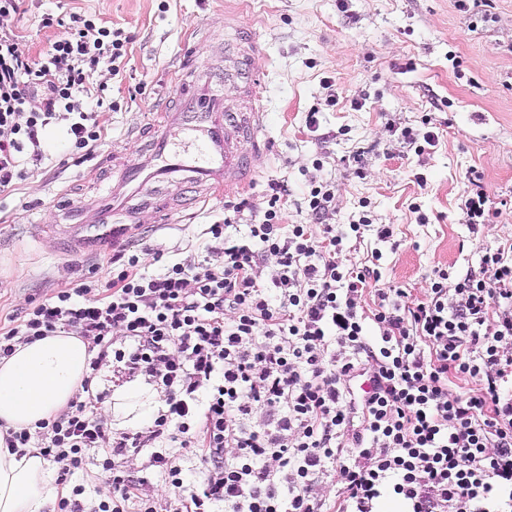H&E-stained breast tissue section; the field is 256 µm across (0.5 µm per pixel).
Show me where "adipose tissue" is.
<instances>
[{
    "instance_id": "obj_1",
    "label": "adipose tissue",
    "mask_w": 512,
    "mask_h": 512,
    "mask_svg": "<svg viewBox=\"0 0 512 512\" xmlns=\"http://www.w3.org/2000/svg\"><path fill=\"white\" fill-rule=\"evenodd\" d=\"M89 357L87 342L72 332L15 344L0 359V424L31 430L67 408ZM54 492L53 471L37 449L18 454L0 437V512H45Z\"/></svg>"
}]
</instances>
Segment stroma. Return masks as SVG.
Returning <instances> with one entry per match:
<instances>
[{"label": "stroma", "instance_id": "1", "mask_svg": "<svg viewBox=\"0 0 512 512\" xmlns=\"http://www.w3.org/2000/svg\"><path fill=\"white\" fill-rule=\"evenodd\" d=\"M46 11L99 18L132 41L124 72L98 77L120 108L105 113L92 159L68 164L65 131L51 126L42 172L0 194V329L54 289L110 279L112 249L71 257L54 234L36 236L33 221L61 223L57 193L88 204L105 194L95 171L137 160L132 129L156 120L162 100L200 75L232 72L236 49L250 41L264 51L255 173L232 193L213 191L192 218L177 212L159 227L153 207H141L134 243L150 271L207 258V229L223 221L225 201L264 209L275 180L288 184L285 223H310L309 191L328 182L337 224L366 213L392 225L399 247L376 244L369 231L344 242L353 263L379 247L383 288L422 295L435 268L466 274L486 248L512 242V0H486L481 15L456 0H348L344 10L338 0H37L15 20L34 56L51 36L40 25ZM392 124L429 128L436 141L415 152ZM472 169L495 213L476 232L464 207Z\"/></svg>", "mask_w": 512, "mask_h": 512}]
</instances>
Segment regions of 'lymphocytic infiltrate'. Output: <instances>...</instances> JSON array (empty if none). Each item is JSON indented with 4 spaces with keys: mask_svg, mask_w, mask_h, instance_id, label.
Segmentation results:
<instances>
[{
    "mask_svg": "<svg viewBox=\"0 0 512 512\" xmlns=\"http://www.w3.org/2000/svg\"><path fill=\"white\" fill-rule=\"evenodd\" d=\"M25 2L0 0V192L41 164L51 123L65 122L73 162L92 159L102 113L119 108L96 76L119 75L131 41L78 13H46L41 25L56 35L30 57L3 24ZM270 190L265 210L228 201L209 226L220 266L186 260L153 274L125 249L103 293L57 289L0 331L1 359L16 341L72 330L92 352L82 393L35 430L8 431L7 447L61 464V484L96 456L107 495L91 502L77 485L56 512H154L149 477L126 468L142 452L173 490L172 512H377L388 491L406 512H512V245L486 249L461 277L435 269L419 297L373 290L381 253L345 264L333 185L310 190L308 224L283 223L287 183ZM243 215L245 232L232 235ZM268 255L278 269L262 281L255 269ZM112 363L162 401L146 426L116 436L96 386ZM358 377L372 383L359 397ZM176 446L199 447L197 481Z\"/></svg>",
    "mask_w": 512,
    "mask_h": 512,
    "instance_id": "1",
    "label": "lymphocytic infiltrate"
}]
</instances>
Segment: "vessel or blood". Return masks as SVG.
Listing matches in <instances>:
<instances>
[{"mask_svg": "<svg viewBox=\"0 0 512 512\" xmlns=\"http://www.w3.org/2000/svg\"><path fill=\"white\" fill-rule=\"evenodd\" d=\"M261 109L232 112L224 107V86L205 82L157 127L152 151L140 156L113 180L110 191L93 206L68 200L69 222L62 235L70 251L79 254L119 247L130 240L138 224L133 200L151 185H186L210 189L223 184L237 188L250 170L245 145L260 130ZM94 223H87V212Z\"/></svg>", "mask_w": 512, "mask_h": 512, "instance_id": "obj_1", "label": "vessel or blood"}]
</instances>
